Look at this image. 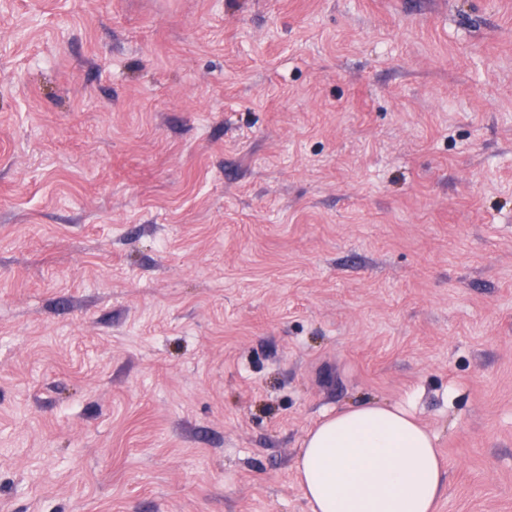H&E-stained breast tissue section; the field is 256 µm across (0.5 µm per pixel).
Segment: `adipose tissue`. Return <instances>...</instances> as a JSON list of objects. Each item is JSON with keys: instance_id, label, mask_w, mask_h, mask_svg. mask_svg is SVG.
Returning <instances> with one entry per match:
<instances>
[{"instance_id": "obj_1", "label": "adipose tissue", "mask_w": 512, "mask_h": 512, "mask_svg": "<svg viewBox=\"0 0 512 512\" xmlns=\"http://www.w3.org/2000/svg\"><path fill=\"white\" fill-rule=\"evenodd\" d=\"M296 477L311 512H434L444 487L432 433L407 409L374 402L313 428Z\"/></svg>"}]
</instances>
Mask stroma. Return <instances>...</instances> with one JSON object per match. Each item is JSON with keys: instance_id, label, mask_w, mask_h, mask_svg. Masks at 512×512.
Wrapping results in <instances>:
<instances>
[{"instance_id": "stroma-1", "label": "stroma", "mask_w": 512, "mask_h": 512, "mask_svg": "<svg viewBox=\"0 0 512 512\" xmlns=\"http://www.w3.org/2000/svg\"><path fill=\"white\" fill-rule=\"evenodd\" d=\"M369 401L512 512V0H0V512H310Z\"/></svg>"}]
</instances>
